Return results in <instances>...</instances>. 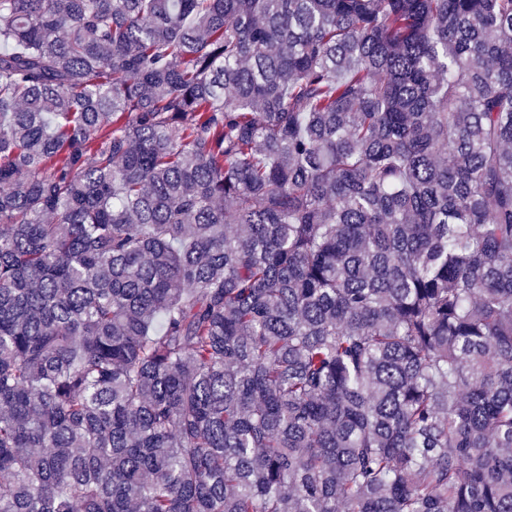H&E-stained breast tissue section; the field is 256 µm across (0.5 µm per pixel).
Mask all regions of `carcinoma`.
Returning <instances> with one entry per match:
<instances>
[{
  "instance_id": "1",
  "label": "carcinoma",
  "mask_w": 512,
  "mask_h": 512,
  "mask_svg": "<svg viewBox=\"0 0 512 512\" xmlns=\"http://www.w3.org/2000/svg\"><path fill=\"white\" fill-rule=\"evenodd\" d=\"M0 512H512V0H0Z\"/></svg>"
}]
</instances>
